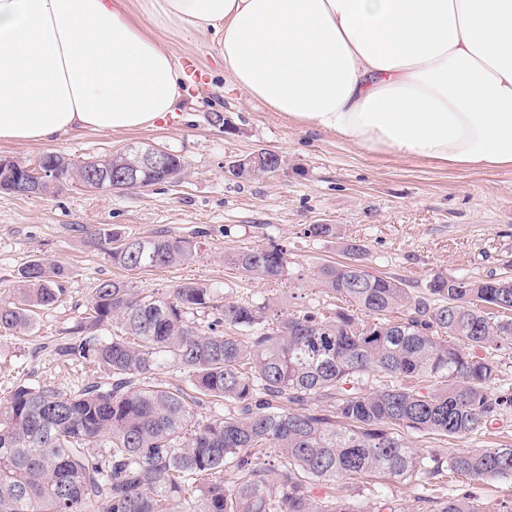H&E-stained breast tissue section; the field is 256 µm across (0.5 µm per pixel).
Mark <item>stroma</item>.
Listing matches in <instances>:
<instances>
[{
  "instance_id": "1",
  "label": "stroma",
  "mask_w": 512,
  "mask_h": 512,
  "mask_svg": "<svg viewBox=\"0 0 512 512\" xmlns=\"http://www.w3.org/2000/svg\"><path fill=\"white\" fill-rule=\"evenodd\" d=\"M165 41L179 65L194 62L202 79L184 84L173 123L127 131L81 132L52 143L0 142V157L27 163L46 152L91 161L136 144L180 155L179 181L145 189L92 190L65 181L52 193H0V300H10L21 268L35 258L65 266L70 276L62 304L40 310L34 330L0 333V405L21 385L67 392L94 381L84 360L50 350L73 339L97 285L106 279L165 293L183 282L213 288L217 297L268 301L281 310L322 308L331 299L311 280L316 265L343 260L342 239L366 250L373 270L425 290L437 274L484 278L512 268V169L457 170L380 156L331 134L298 128L239 87L218 62L210 36ZM226 125L213 124L214 114ZM261 149L278 151L281 169L241 180L230 161ZM311 224H332L334 238L309 236ZM123 237L162 235L196 242L192 261L157 270L129 271L83 243L84 229ZM287 250L290 274L260 280L228 265L243 248ZM412 447L449 450L512 445V406L501 408L485 433L466 439L413 434ZM448 489L471 491L487 512L512 498V480L482 482L445 477ZM364 512L384 504L428 512L420 489L375 475L345 490Z\"/></svg>"
}]
</instances>
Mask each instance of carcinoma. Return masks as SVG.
Returning a JSON list of instances; mask_svg holds the SVG:
<instances>
[{"label":"carcinoma","instance_id":"obj_1","mask_svg":"<svg viewBox=\"0 0 512 512\" xmlns=\"http://www.w3.org/2000/svg\"><path fill=\"white\" fill-rule=\"evenodd\" d=\"M56 181L95 186V164L48 152ZM83 242L127 270L185 264L196 243L87 231ZM348 261L316 267L313 279L338 304L270 314L266 302L224 299L198 283L145 294L121 280L98 284L77 337L57 348L102 366L106 377L70 393L17 387L0 407V512H361L336 493L383 473L434 485L448 471L473 481L512 479V447L425 454L411 433L464 439L493 421L511 395L496 396L512 342V279L438 274L416 294L365 264L350 239ZM262 280L288 274L277 246L225 257ZM69 271L44 258L19 272L14 299L0 302V332L35 326L37 310L63 301ZM205 309L202 323L187 315ZM117 332L105 338L104 327ZM177 367L186 387L150 382ZM376 374L379 385L363 391ZM227 414L194 417L197 395ZM318 402L323 408L314 409ZM106 442L102 453L98 442ZM230 473L231 481L224 480ZM430 512H484L467 493L422 495ZM493 355L502 363V372L499 381L492 388V393L495 395L512 394V345H505L498 351H492Z\"/></svg>","mask_w":512,"mask_h":512}]
</instances>
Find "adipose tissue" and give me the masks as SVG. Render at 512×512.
<instances>
[{
  "label": "adipose tissue",
  "instance_id": "adipose-tissue-1",
  "mask_svg": "<svg viewBox=\"0 0 512 512\" xmlns=\"http://www.w3.org/2000/svg\"><path fill=\"white\" fill-rule=\"evenodd\" d=\"M164 31L295 126L512 169V0H0V142L154 125L183 103Z\"/></svg>",
  "mask_w": 512,
  "mask_h": 512
}]
</instances>
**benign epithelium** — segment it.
Here are the masks:
<instances>
[{
    "mask_svg": "<svg viewBox=\"0 0 512 512\" xmlns=\"http://www.w3.org/2000/svg\"><path fill=\"white\" fill-rule=\"evenodd\" d=\"M270 158L265 153H255L245 160H237L231 165L235 175L252 174L258 168L269 166ZM8 171V185L25 190L27 195H43L50 191L56 182V170L45 165L38 167L33 163L21 166L16 161L0 158V171ZM98 185L101 189L133 188L142 183L140 173L167 171L169 178L176 180L182 171H171L169 156L166 151L150 147L132 154L119 152L111 155L108 162L98 167Z\"/></svg>",
    "mask_w": 512,
    "mask_h": 512,
    "instance_id": "benign-epithelium-1",
    "label": "benign epithelium"
}]
</instances>
